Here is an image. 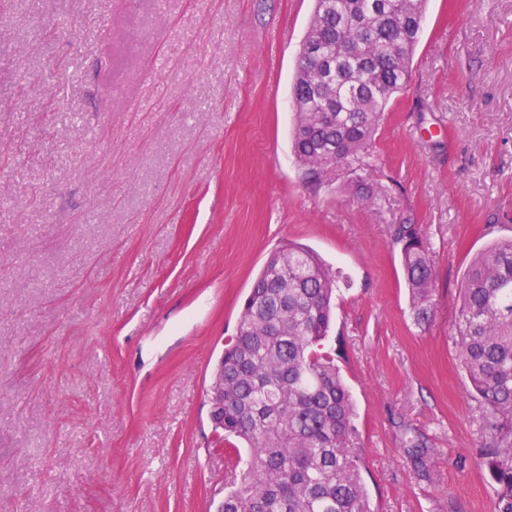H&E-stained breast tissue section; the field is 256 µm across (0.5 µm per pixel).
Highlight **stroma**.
I'll use <instances>...</instances> for the list:
<instances>
[{"instance_id":"stroma-1","label":"stroma","mask_w":512,"mask_h":512,"mask_svg":"<svg viewBox=\"0 0 512 512\" xmlns=\"http://www.w3.org/2000/svg\"><path fill=\"white\" fill-rule=\"evenodd\" d=\"M313 9L0 0V512H215L211 369L288 242L339 274L328 346L375 512H494L453 324L473 256L512 237V0H428L369 154L317 187L290 148ZM402 221L437 271L422 327ZM390 243L399 249L410 314L415 325L430 321L435 304L436 270L425 232L420 224L401 222L389 226Z\"/></svg>"}]
</instances>
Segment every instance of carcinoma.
I'll return each mask as SVG.
<instances>
[{
    "instance_id": "carcinoma-1",
    "label": "carcinoma",
    "mask_w": 512,
    "mask_h": 512,
    "mask_svg": "<svg viewBox=\"0 0 512 512\" xmlns=\"http://www.w3.org/2000/svg\"><path fill=\"white\" fill-rule=\"evenodd\" d=\"M426 0H316L302 43L291 106L292 148L305 180L368 151L391 99L406 84ZM334 66L321 77L320 63ZM399 249L414 324L430 321L436 270L420 224L389 225ZM338 276L312 249L272 252L244 300L218 375L215 418L228 454L246 452L218 512H374L354 451L351 393L326 350ZM457 357L486 412L490 438L479 467L492 481L495 512H512V237L493 241L461 282ZM409 458L429 478V449Z\"/></svg>"
}]
</instances>
